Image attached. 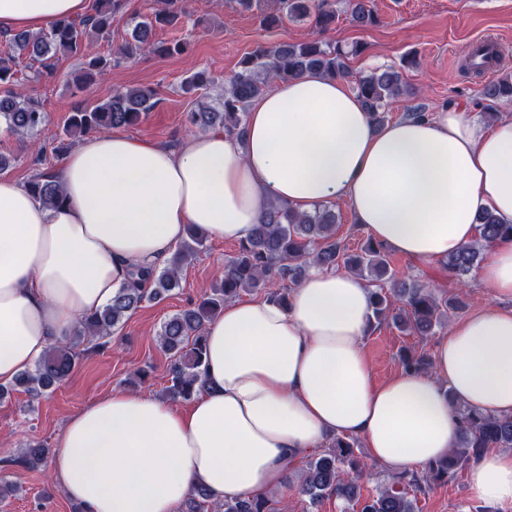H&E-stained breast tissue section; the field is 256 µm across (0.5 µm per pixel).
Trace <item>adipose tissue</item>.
I'll return each mask as SVG.
<instances>
[{"label":"adipose tissue","instance_id":"ef3b65f1","mask_svg":"<svg viewBox=\"0 0 512 512\" xmlns=\"http://www.w3.org/2000/svg\"><path fill=\"white\" fill-rule=\"evenodd\" d=\"M88 12L89 0H0V33ZM52 176L59 208L0 176L1 385L70 341L134 271L161 267L188 227L242 241L273 202L311 213L343 200L373 240L447 259L477 240L481 213L512 224V118L451 108L378 129L348 81L309 70L253 99L243 138L171 148L97 133ZM477 279L492 299L436 342L431 371L380 383L364 349L371 289L356 274L313 270L283 305L227 302L205 330L191 406L113 390L66 422L53 478L82 512H175L197 485L218 503L261 496L333 435L392 470L424 469L460 438L453 404L512 417V240L488 248ZM466 480L512 512V451L485 450Z\"/></svg>","mask_w":512,"mask_h":512}]
</instances>
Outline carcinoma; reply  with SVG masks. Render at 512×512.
Wrapping results in <instances>:
<instances>
[{"instance_id":"carcinoma-1","label":"carcinoma","mask_w":512,"mask_h":512,"mask_svg":"<svg viewBox=\"0 0 512 512\" xmlns=\"http://www.w3.org/2000/svg\"><path fill=\"white\" fill-rule=\"evenodd\" d=\"M185 0H157L149 15L133 28V41L112 56L90 54L88 49L107 37L112 17L122 10L125 0H94L92 13L75 20L61 18L39 33L20 32L4 35L10 52L0 56V121L20 135L40 133L46 129L47 113L42 104L16 90V66L23 57L37 63L33 78H50L55 73L59 56L82 59L78 81L83 87L122 60L137 53L157 49L165 54H181L187 44L173 41L158 44L152 41L153 29L173 25L184 13ZM244 10L260 12L261 24L267 28L278 22L275 15L262 11V0H229ZM278 11L293 19H309L323 32L336 22V0H275ZM351 24L366 28L377 17L366 0H349ZM364 52L360 42L350 44L305 40L299 43H279L260 46L240 61L236 72L224 88L220 107L202 102L188 113L190 124L205 129L222 130L227 135L242 136L250 102L270 89L275 82H285L307 70H319L329 76H349L348 61ZM213 84L204 73H197L183 85L184 92L193 94ZM355 91L381 124L386 112L397 99L414 95L403 73L394 67L376 69L355 82ZM488 98L512 95V82L505 79L484 88ZM158 104L157 93L148 88L130 87L115 91L104 101L84 103L72 110L64 125V134L80 138L113 128L130 127L142 122ZM26 187L34 198L46 207H58L65 196L50 174L39 171L32 175ZM478 240L445 260L448 270L458 278L466 276L486 255L487 245L512 239V224H502L486 212L479 216ZM206 238L196 229L171 254L162 270L137 271L134 282L121 289L104 309L86 317L81 334L73 341L50 347L33 368L21 373L14 385L35 399L63 382L79 361V346L102 340L141 307L145 301L161 300L180 286L182 269L200 254ZM310 267H342L358 276L380 283L373 290L371 318L391 319L402 332L432 336L448 320V301L440 300L427 286L397 279L383 247L368 242L360 252L346 253L336 241V214L324 209L315 214H299L291 208L273 202L262 223L254 225L249 237L240 242L237 255L224 264L211 295L192 308H186L168 318L161 326L160 343L169 355L168 386L165 395L173 400L190 401L204 387L203 366L206 350L204 331L207 324L224 310V303L253 288H279L298 283ZM401 305L395 306V299ZM455 413L462 423V435L456 449L445 458L420 471L391 476L375 494L359 503L358 512H416L417 492L428 482L446 481L457 469L486 448H512V418H499L456 404ZM356 440L336 436L327 447L307 461L297 483L298 492L315 506L333 496L348 503L357 497L356 479L362 471L354 454ZM51 450L41 443L28 445L12 462L30 468L46 462ZM188 512H274L271 500L263 495L252 499L212 502L208 491L197 486L190 498Z\"/></svg>"}]
</instances>
